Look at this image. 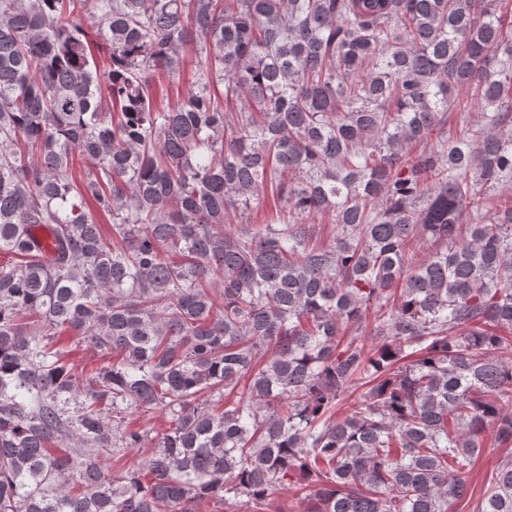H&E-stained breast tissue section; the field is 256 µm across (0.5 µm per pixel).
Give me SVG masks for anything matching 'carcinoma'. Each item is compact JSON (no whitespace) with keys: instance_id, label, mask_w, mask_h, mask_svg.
<instances>
[{"instance_id":"carcinoma-1","label":"carcinoma","mask_w":512,"mask_h":512,"mask_svg":"<svg viewBox=\"0 0 512 512\" xmlns=\"http://www.w3.org/2000/svg\"><path fill=\"white\" fill-rule=\"evenodd\" d=\"M500 2L0 0V512L469 495L487 434L512 447ZM188 45L198 77L158 109ZM463 88L493 108L472 140L450 126ZM268 196L275 216L231 228ZM66 333L106 364L72 362ZM150 409L165 430L130 426ZM479 512H512V460Z\"/></svg>"}]
</instances>
